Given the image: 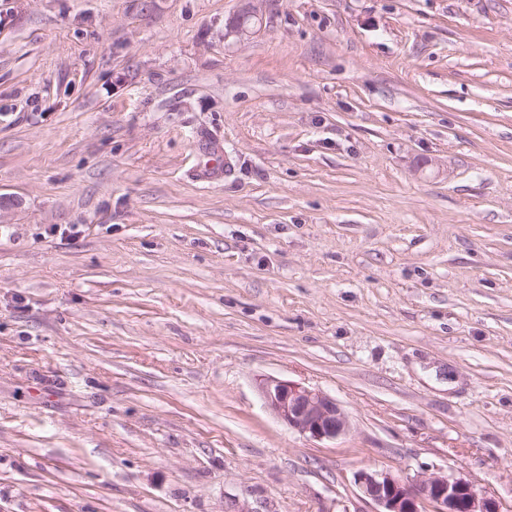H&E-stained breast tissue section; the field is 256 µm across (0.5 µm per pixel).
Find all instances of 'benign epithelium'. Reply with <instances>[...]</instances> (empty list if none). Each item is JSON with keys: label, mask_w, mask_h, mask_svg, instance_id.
I'll return each mask as SVG.
<instances>
[{"label": "benign epithelium", "mask_w": 512, "mask_h": 512, "mask_svg": "<svg viewBox=\"0 0 512 512\" xmlns=\"http://www.w3.org/2000/svg\"><path fill=\"white\" fill-rule=\"evenodd\" d=\"M264 405L288 428L316 440H333L349 429L336 400L299 383L268 377L259 384ZM361 493L376 512H500L496 499L480 494L466 480L433 473L407 480L387 471L363 469L355 474Z\"/></svg>", "instance_id": "obj_1"}]
</instances>
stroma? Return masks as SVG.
Wrapping results in <instances>:
<instances>
[{"mask_svg":"<svg viewBox=\"0 0 512 512\" xmlns=\"http://www.w3.org/2000/svg\"><path fill=\"white\" fill-rule=\"evenodd\" d=\"M0 199V512H512V0H0ZM264 405L288 428L316 440L345 434L349 421L336 400L299 383L268 377L259 384ZM361 493L374 512H501L496 499L481 495L471 482L433 473L414 480L387 471L363 469L355 474Z\"/></svg>","mask_w":512,"mask_h":512,"instance_id":"1","label":"stroma"}]
</instances>
